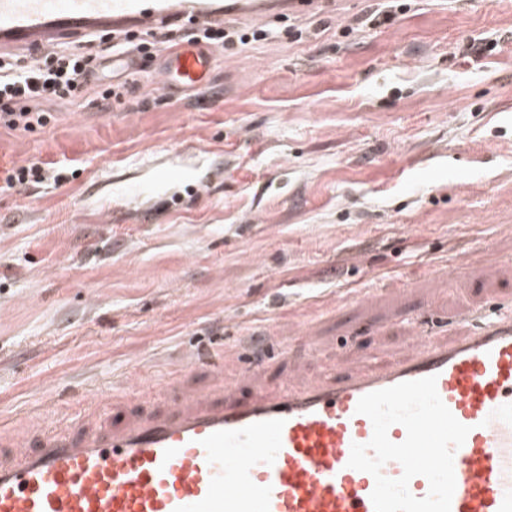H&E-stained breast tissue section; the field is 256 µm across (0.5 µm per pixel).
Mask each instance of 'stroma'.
<instances>
[{"label": "stroma", "mask_w": 512, "mask_h": 512, "mask_svg": "<svg viewBox=\"0 0 512 512\" xmlns=\"http://www.w3.org/2000/svg\"><path fill=\"white\" fill-rule=\"evenodd\" d=\"M216 4L250 40L211 49L205 87L162 91L157 57L109 109L0 129V179L71 174L0 192L17 433L117 412L123 384L153 389L191 354L186 385L261 357L274 387L512 311V0H407L377 27L389 0ZM65 172L66 170L63 169H53L50 172V169L45 168L39 162H29L14 168L6 177L5 186H0V191L31 183H42L48 179H53L55 184H59L67 179Z\"/></svg>", "instance_id": "1"}]
</instances>
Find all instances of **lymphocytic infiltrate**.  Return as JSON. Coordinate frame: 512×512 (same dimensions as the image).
<instances>
[{
    "label": "lymphocytic infiltrate",
    "mask_w": 512,
    "mask_h": 512,
    "mask_svg": "<svg viewBox=\"0 0 512 512\" xmlns=\"http://www.w3.org/2000/svg\"><path fill=\"white\" fill-rule=\"evenodd\" d=\"M176 40V35L162 30L121 35L106 32L98 36L99 49L75 52L58 46L32 63L1 53L0 128L26 133L45 128L53 119L46 109L50 103L79 106L91 96L105 105L121 101L131 92L130 83L99 84L105 50L128 52L150 61Z\"/></svg>",
    "instance_id": "1"
}]
</instances>
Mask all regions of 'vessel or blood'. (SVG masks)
Returning a JSON list of instances; mask_svg holds the SVG:
<instances>
[{
    "instance_id": "obj_1",
    "label": "vessel or blood",
    "mask_w": 512,
    "mask_h": 512,
    "mask_svg": "<svg viewBox=\"0 0 512 512\" xmlns=\"http://www.w3.org/2000/svg\"><path fill=\"white\" fill-rule=\"evenodd\" d=\"M214 15L209 0H0V46L39 49L51 30H97ZM211 59L196 44L169 49L164 86L199 88ZM436 376L437 391L469 426L454 453L451 512H512V313L486 308L476 327L444 342L418 337L401 357L329 369L317 381L275 390L196 388L170 377L162 408L123 420L86 417L63 429L0 431V512H375L372 475L349 468L369 442L359 399Z\"/></svg>"
}]
</instances>
